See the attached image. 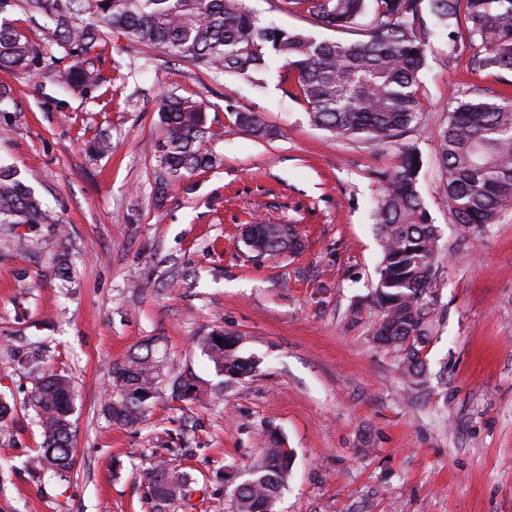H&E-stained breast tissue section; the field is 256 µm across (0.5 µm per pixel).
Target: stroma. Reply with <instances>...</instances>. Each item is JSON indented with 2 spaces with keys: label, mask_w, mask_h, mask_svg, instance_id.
I'll return each mask as SVG.
<instances>
[{
  "label": "stroma",
  "mask_w": 512,
  "mask_h": 512,
  "mask_svg": "<svg viewBox=\"0 0 512 512\" xmlns=\"http://www.w3.org/2000/svg\"><path fill=\"white\" fill-rule=\"evenodd\" d=\"M263 22L324 40L333 31L276 0H239ZM40 71L0 70V163L14 166L67 229L73 273L61 287L50 225H18L0 248V512H151L138 471L157 456L194 483L172 512H231L226 467L244 472L278 430L294 453L275 512H512V204L474 235L461 233L437 187V135L450 96L504 93L467 51L448 57L438 37L422 71L423 115L403 135L416 147L420 192L439 232L437 321L409 384L400 353L367 337L382 257L373 217L398 146L339 140L310 125L283 62L260 84L199 68L165 50L106 32L102 84L70 91L73 60L45 49ZM205 103L213 168L152 188L161 126L158 97ZM257 114L274 135L255 138L235 112ZM100 136L110 153L90 152ZM247 224H294L296 257H256ZM221 331L261 359L257 377L221 397L180 402L162 392L137 425L110 424L101 406L109 363L148 338L211 390L221 378L195 343ZM76 388L75 460L65 475L28 468L43 441L30 406L29 344ZM221 386V385H220Z\"/></svg>",
  "instance_id": "1"
}]
</instances>
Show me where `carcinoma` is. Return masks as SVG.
<instances>
[{
    "label": "carcinoma",
    "mask_w": 512,
    "mask_h": 512,
    "mask_svg": "<svg viewBox=\"0 0 512 512\" xmlns=\"http://www.w3.org/2000/svg\"><path fill=\"white\" fill-rule=\"evenodd\" d=\"M45 18L44 44L57 45L75 59L65 76L72 91L99 85L95 62L105 30H119L146 46L161 47L207 70L252 78L274 51L297 78L296 97L307 105L311 125L337 139L377 144L399 140L421 119V71L434 40L447 35L448 49L467 47L475 72L512 75V0H278L307 13L317 26L347 39L317 40L302 30L264 25L235 0H25ZM17 0H0V69L31 72L39 49L6 17ZM163 139L154 179L155 201L168 186L204 172L216 162L203 148L212 136L207 108L189 97L164 93L159 99ZM235 122L256 138L274 131L252 112L235 113ZM441 188L454 220L466 234L492 224L512 202V95L457 100L438 133ZM421 160L414 146H400L391 170L381 173L383 195L374 209L382 260L371 302L376 317L367 329L379 347L403 353L401 373L414 381L425 371L422 351L436 322L433 288L438 232L419 190ZM31 187L10 167L0 166V224H55ZM245 247L258 256L298 254L304 241L294 224H250ZM66 249L52 258L54 274L70 278ZM221 342H216V339ZM241 339L212 331L196 343L215 370L230 381L253 375L260 361L240 352ZM108 367L112 393L105 418L137 424L165 385L172 398H205L194 380L178 368L164 367L154 347ZM31 406L43 442L28 466L62 475L73 464L74 386L63 372H31ZM292 454L271 435L250 467L249 478L233 493V512H273L292 474ZM152 512L183 499L190 474L157 459L139 471Z\"/></svg>",
    "instance_id": "carcinoma-1"
}]
</instances>
